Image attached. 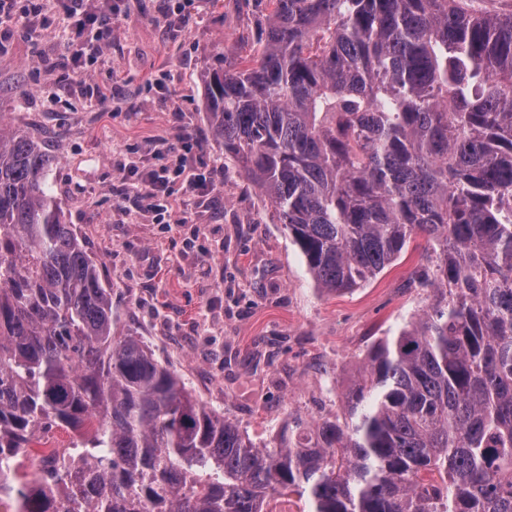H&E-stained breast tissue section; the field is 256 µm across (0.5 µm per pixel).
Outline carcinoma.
<instances>
[{
    "mask_svg": "<svg viewBox=\"0 0 512 512\" xmlns=\"http://www.w3.org/2000/svg\"><path fill=\"white\" fill-rule=\"evenodd\" d=\"M205 73L224 157L321 294L426 240L421 314L375 343L340 411L263 444L139 337L63 222L29 132L0 127V498L18 512H512V8L264 0ZM79 437L68 485L27 481L40 423Z\"/></svg>",
    "mask_w": 512,
    "mask_h": 512,
    "instance_id": "1",
    "label": "carcinoma"
}]
</instances>
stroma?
<instances>
[{"mask_svg": "<svg viewBox=\"0 0 512 512\" xmlns=\"http://www.w3.org/2000/svg\"><path fill=\"white\" fill-rule=\"evenodd\" d=\"M102 57L73 63L61 26H0V122L34 134L67 223L112 290L122 332L172 364L196 397L258 442L293 416L331 417L373 342L425 309L411 278L423 238L365 287L315 290L267 198L210 128L203 75L258 33L244 0H112ZM189 141L187 173L214 171L210 195L172 187L170 223L125 189L129 161L169 163Z\"/></svg>", "mask_w": 512, "mask_h": 512, "instance_id": "1", "label": "stroma"}]
</instances>
